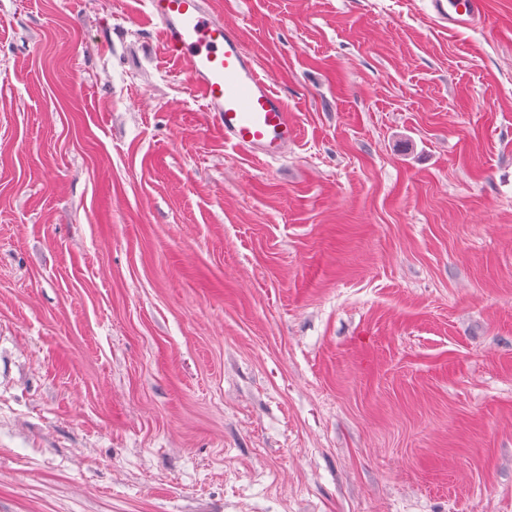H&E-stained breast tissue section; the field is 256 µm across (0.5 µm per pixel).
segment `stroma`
Segmentation results:
<instances>
[{
	"instance_id": "35a3bbf8",
	"label": "stroma",
	"mask_w": 512,
	"mask_h": 512,
	"mask_svg": "<svg viewBox=\"0 0 512 512\" xmlns=\"http://www.w3.org/2000/svg\"><path fill=\"white\" fill-rule=\"evenodd\" d=\"M211 2L279 161L144 0H0V512H512V0ZM148 7L165 49L188 63L190 82L224 141L257 157H282L296 141V122L235 28L208 0H148ZM439 19L456 27H468L481 16L480 0H430Z\"/></svg>"
}]
</instances>
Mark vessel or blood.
Here are the masks:
<instances>
[{"instance_id": "vessel-or-blood-1", "label": "vessel or blood", "mask_w": 512, "mask_h": 512, "mask_svg": "<svg viewBox=\"0 0 512 512\" xmlns=\"http://www.w3.org/2000/svg\"><path fill=\"white\" fill-rule=\"evenodd\" d=\"M439 19L473 24L481 0H431ZM166 50L189 66V79L226 143L257 157L278 159L297 138L285 100L247 54L235 28L224 24L209 0H148Z\"/></svg>"}]
</instances>
